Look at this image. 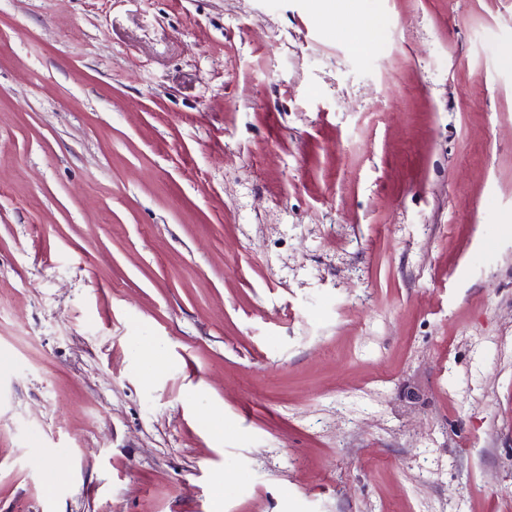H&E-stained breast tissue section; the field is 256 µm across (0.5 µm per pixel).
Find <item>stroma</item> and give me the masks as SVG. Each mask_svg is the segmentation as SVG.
<instances>
[{
    "label": "stroma",
    "instance_id": "obj_1",
    "mask_svg": "<svg viewBox=\"0 0 512 512\" xmlns=\"http://www.w3.org/2000/svg\"><path fill=\"white\" fill-rule=\"evenodd\" d=\"M362 7L0 0V512H512V0ZM374 26V18L365 11L351 12L338 19L337 32L355 42H359L363 33Z\"/></svg>",
    "mask_w": 512,
    "mask_h": 512
}]
</instances>
